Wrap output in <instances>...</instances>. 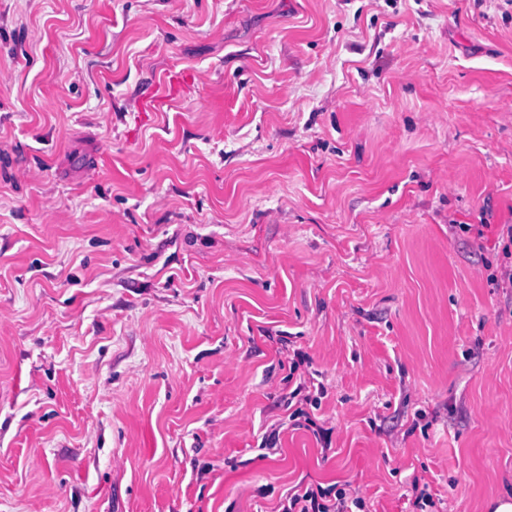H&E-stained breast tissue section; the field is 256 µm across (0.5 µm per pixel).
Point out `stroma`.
<instances>
[{
	"label": "stroma",
	"instance_id": "35a3bbf8",
	"mask_svg": "<svg viewBox=\"0 0 512 512\" xmlns=\"http://www.w3.org/2000/svg\"><path fill=\"white\" fill-rule=\"evenodd\" d=\"M510 224L512 0H0V512H490ZM192 75L184 70H170L155 85L151 92L141 96L137 103V112H161L170 101L181 96L189 85ZM326 394L327 390L322 383H318L317 386H315L314 383H312L311 386H307L304 381V383L298 384L297 387L291 393H289V397L287 399V408L290 409L293 400L297 399L294 405H306L317 410L321 406V399L325 397ZM301 406L297 407L291 414L288 415V420L297 421L298 419L304 417L305 421L312 423L313 420L310 418V414ZM288 493L280 502L277 512H366V502L362 496L350 495L336 484L323 487L321 484L302 483ZM352 506L358 509L353 511Z\"/></svg>",
	"mask_w": 512,
	"mask_h": 512
}]
</instances>
